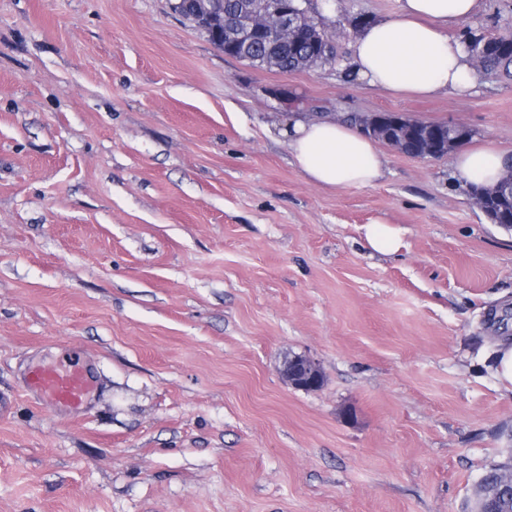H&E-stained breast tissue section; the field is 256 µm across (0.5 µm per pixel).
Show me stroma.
<instances>
[{
	"label": "stroma",
	"mask_w": 512,
	"mask_h": 512,
	"mask_svg": "<svg viewBox=\"0 0 512 512\" xmlns=\"http://www.w3.org/2000/svg\"><path fill=\"white\" fill-rule=\"evenodd\" d=\"M339 63L291 73L224 55L171 0H0V512H464L512 463L494 354L512 323V230L451 157L383 145L372 186L298 169L297 119L395 112L512 155V81L402 98ZM512 32V0L466 27ZM400 230L393 255L364 225ZM78 354L68 415L25 375ZM323 375L290 386L285 360ZM282 375L288 384L297 389L314 390L322 383L320 367L307 355H294L285 364Z\"/></svg>",
	"instance_id": "35a3bbf8"
}]
</instances>
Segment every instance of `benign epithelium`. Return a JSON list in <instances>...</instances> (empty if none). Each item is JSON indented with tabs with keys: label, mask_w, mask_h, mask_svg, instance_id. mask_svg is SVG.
<instances>
[{
	"label": "benign epithelium",
	"mask_w": 512,
	"mask_h": 512,
	"mask_svg": "<svg viewBox=\"0 0 512 512\" xmlns=\"http://www.w3.org/2000/svg\"><path fill=\"white\" fill-rule=\"evenodd\" d=\"M202 5L200 0L194 13L183 16V19L210 33L219 44L224 30V10L216 7L204 9ZM302 26L318 32L324 42L329 41L332 35L325 18L306 4V0H263L262 7L238 26L234 38L246 44L258 38L272 43H285L293 37L295 29ZM358 121L374 133H385L386 142L399 152L403 144L410 140L408 120L402 115L372 113L358 117ZM416 141V157L419 159H438L447 155V150H443L440 142L432 136L418 133ZM282 375L288 384L297 389L314 390L322 383L320 367L307 355L293 356L285 364Z\"/></svg>",
	"instance_id": "1"
}]
</instances>
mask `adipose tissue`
<instances>
[{"mask_svg":"<svg viewBox=\"0 0 512 512\" xmlns=\"http://www.w3.org/2000/svg\"><path fill=\"white\" fill-rule=\"evenodd\" d=\"M477 0H400L398 13L366 26L353 42L355 76L396 95H461L477 70L452 27L470 19ZM285 134L310 180L333 189L368 187L381 177L385 155L374 138L344 120H295ZM512 158L491 149H458L452 160L466 183L495 185Z\"/></svg>","mask_w":512,"mask_h":512,"instance_id":"ef3b65f1","label":"adipose tissue"}]
</instances>
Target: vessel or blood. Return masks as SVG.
Instances as JSON below:
<instances>
[{
  "instance_id": "vessel-or-blood-1",
  "label": "vessel or blood",
  "mask_w": 512,
  "mask_h": 512,
  "mask_svg": "<svg viewBox=\"0 0 512 512\" xmlns=\"http://www.w3.org/2000/svg\"><path fill=\"white\" fill-rule=\"evenodd\" d=\"M27 387L45 407L79 410L88 405L94 381L79 363L56 370L36 366L28 373Z\"/></svg>"
}]
</instances>
